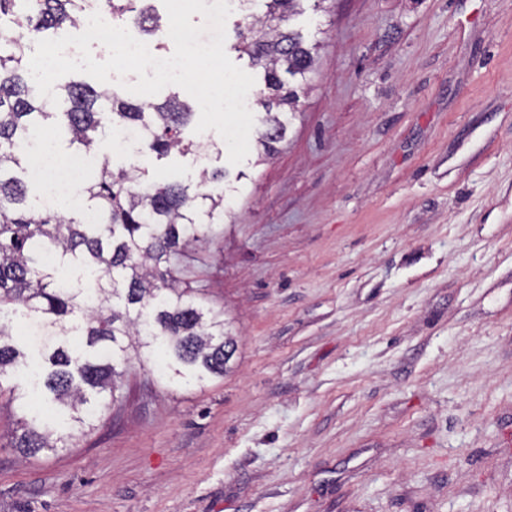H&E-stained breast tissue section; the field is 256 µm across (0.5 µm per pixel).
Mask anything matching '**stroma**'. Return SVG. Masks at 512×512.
Here are the masks:
<instances>
[{
	"label": "stroma",
	"instance_id": "obj_1",
	"mask_svg": "<svg viewBox=\"0 0 512 512\" xmlns=\"http://www.w3.org/2000/svg\"><path fill=\"white\" fill-rule=\"evenodd\" d=\"M320 59L273 155L227 168L179 277L234 368L131 361L67 447L21 457L0 397V512H512V0H324Z\"/></svg>",
	"mask_w": 512,
	"mask_h": 512
}]
</instances>
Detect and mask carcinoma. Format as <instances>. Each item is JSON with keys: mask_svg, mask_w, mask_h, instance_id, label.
<instances>
[{"mask_svg": "<svg viewBox=\"0 0 512 512\" xmlns=\"http://www.w3.org/2000/svg\"><path fill=\"white\" fill-rule=\"evenodd\" d=\"M86 0H0V17H12L0 38V315L38 318L47 328L41 358L27 360L11 331L0 323V380L28 371L31 392L9 389V399L35 411L19 421L16 447L25 455L53 450L63 442L41 415L56 408L70 413L72 429L93 428L96 412L117 401L116 391L131 358L159 351L160 375L172 382L200 384L227 372L237 339L224 330V313L205 306L177 276L174 259L209 240L224 220V197L180 182L148 183L137 163L115 169L103 163L80 187L85 213L64 215L29 204L26 181L15 174L27 163L31 133L46 120L59 124L76 151H95L106 123L138 135V152L163 158L195 154L183 130L194 109L175 92L161 103L128 101L98 83L54 85L59 103L39 95L28 80L31 52L46 32L78 28ZM138 0H107L112 20L136 13L147 34L157 31L154 14ZM304 0H246L240 8L253 21L236 32L231 49L247 55L264 73L257 98L265 112L256 138L269 156L295 115L298 90L318 64V42L283 23L304 13ZM56 256V264L46 256ZM85 267L95 283L62 279L57 266Z\"/></svg>", "mask_w": 512, "mask_h": 512, "instance_id": "cac0c4a2", "label": "carcinoma"}]
</instances>
